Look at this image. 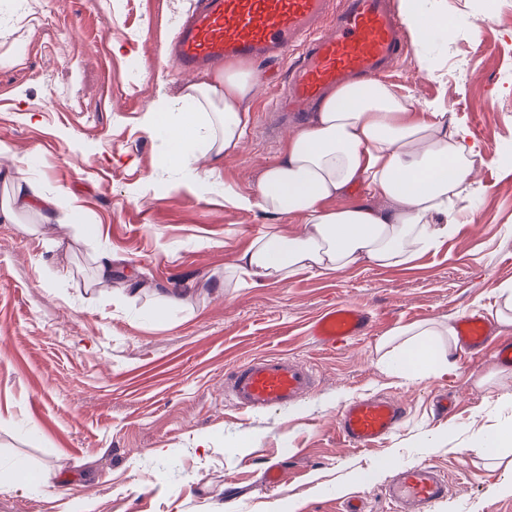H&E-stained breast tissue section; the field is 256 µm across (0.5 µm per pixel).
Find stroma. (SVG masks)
<instances>
[{
    "instance_id": "35a3bbf8",
    "label": "stroma",
    "mask_w": 512,
    "mask_h": 512,
    "mask_svg": "<svg viewBox=\"0 0 512 512\" xmlns=\"http://www.w3.org/2000/svg\"><path fill=\"white\" fill-rule=\"evenodd\" d=\"M196 0H0V512H340L359 497L388 512L381 486L401 466L447 472L435 512H512V447L500 459L475 436L512 421V375L495 348L455 353L448 374L401 377L385 348L400 328L491 316L512 282V0L490 17L477 0H437L458 20L384 80L413 104H437L466 128L484 164L457 202L455 235L405 268L223 288L224 269L269 221L224 199L255 193L285 133L274 110L285 60L249 62L265 78L246 107L241 153L192 167L169 162L145 116L190 75L164 53ZM430 54L432 73L419 66ZM215 168L210 184L197 173ZM70 195L71 223L11 209L16 179ZM112 257V273L97 260ZM184 293L169 308L164 297ZM351 302L367 335L314 341L318 316ZM288 354L315 368L312 393L284 410L250 412L224 374ZM398 398L388 438L353 448L336 416L356 398ZM455 406L437 413L439 396ZM283 480L266 486L264 471Z\"/></svg>"
}]
</instances>
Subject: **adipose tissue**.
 <instances>
[{
	"label": "adipose tissue",
	"instance_id": "ef3b65f1",
	"mask_svg": "<svg viewBox=\"0 0 512 512\" xmlns=\"http://www.w3.org/2000/svg\"><path fill=\"white\" fill-rule=\"evenodd\" d=\"M429 0H399L415 41L450 37L447 14ZM254 89L250 70L225 68L211 80L186 85L176 100L158 99L147 112L150 132L165 136V150L178 163L196 152L221 157L240 152L249 114L244 101ZM479 146L465 128L442 113L424 114L383 81L330 89L310 121L285 141L281 160L267 168L254 195L234 194L238 208H259L268 219L298 218L300 233L259 232L233 265L234 282L288 281L304 272L341 274L360 265L401 267L417 253L437 247L456 230L453 200L478 173ZM368 191L351 197L353 188ZM384 196L388 207L368 197ZM14 199L37 209L42 220L73 211L64 194L48 196L18 179ZM447 334L456 348L455 326L440 330L427 323L401 328L393 336V360L409 380L448 371L452 362L437 338Z\"/></svg>",
	"mask_w": 512,
	"mask_h": 512
}]
</instances>
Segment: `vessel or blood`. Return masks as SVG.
Instances as JSON below:
<instances>
[{
    "mask_svg": "<svg viewBox=\"0 0 512 512\" xmlns=\"http://www.w3.org/2000/svg\"><path fill=\"white\" fill-rule=\"evenodd\" d=\"M179 29L173 56L186 72L299 52L289 76L292 112L306 111L330 87L385 72L406 54L403 24L391 0H199ZM369 329L363 308L340 303L317 318L312 334L333 346ZM456 330L461 344L484 347L488 326L481 316L463 317ZM315 385L313 367L285 355L245 361L224 380L235 405L254 411L288 407ZM402 418L393 400L361 398L338 414L336 432L349 446L367 448L390 435ZM382 494L391 512H434L448 496V476L428 463L403 466Z\"/></svg>",
    "mask_w": 512,
    "mask_h": 512,
    "instance_id": "obj_1",
    "label": "vessel or blood"
}]
</instances>
